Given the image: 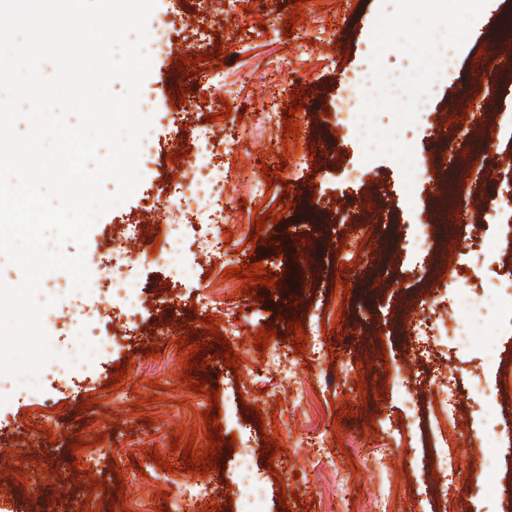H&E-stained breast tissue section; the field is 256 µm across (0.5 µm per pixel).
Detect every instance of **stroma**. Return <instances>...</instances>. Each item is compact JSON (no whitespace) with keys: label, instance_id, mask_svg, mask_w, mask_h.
Listing matches in <instances>:
<instances>
[{"label":"stroma","instance_id":"stroma-1","mask_svg":"<svg viewBox=\"0 0 512 512\" xmlns=\"http://www.w3.org/2000/svg\"><path fill=\"white\" fill-rule=\"evenodd\" d=\"M301 8L305 16L288 35L293 7L287 0L246 6L240 0H156L149 27L171 24L182 41L201 31L208 46L222 45L223 55L213 61L224 72L222 96L233 110L225 130L234 142L227 147L217 137L198 139L206 115L220 108L217 96L203 80L179 71L177 61L151 56L140 97L153 106L147 134L152 155L139 164L141 180L130 198L97 218L85 248L68 241L62 251L83 253L95 282L116 232H125L138 251L154 248L167 229L154 198L161 188L190 186V174L173 160L181 150H203L213 164L229 165L226 220L207 228L229 245L201 264L193 281L169 282L160 262L134 265L143 309L130 319L110 290H75L63 271L46 276L40 296L56 300L42 320L50 345L63 354L80 348L86 362L37 389L0 388V452L23 454L30 468L23 485L0 462V512H83L98 480L114 488L115 505L96 512L160 506L161 483L172 493L202 485L187 512H228L224 473L238 454L254 457L265 488L260 512H375L373 501L386 479L395 491L389 512H512L505 499L512 486V327L489 321L487 340L498 353L491 366L477 349L439 340L440 328L453 327V319L421 310L428 287L438 288L449 309L458 288L478 293L491 281L505 286L512 271L502 259L484 265L456 220L438 232L431 248H420L421 226L435 217V183L423 179L406 187L393 159L367 157L358 122L344 125L329 115L332 102L348 94L354 75L366 68L381 0H303ZM509 14L512 0H487L462 44L453 79L435 85L431 112L420 114L409 133L418 155H442L454 184H469L486 198L512 193L508 180L473 177L470 164L471 154L502 153L512 133V120L495 102L475 96L491 81L512 89V72L490 76L482 66L496 52L498 22ZM294 90L304 98L299 166L292 163L297 154L282 146L283 105ZM185 92L193 100L189 110L172 102ZM267 170L281 171L282 182L263 198H251L252 181ZM288 185L297 192L295 204L278 224L264 226L270 243L249 247L255 213L268 212ZM368 222L378 230L366 239L361 228ZM452 242L457 250L447 262L443 254ZM345 253L350 261H342ZM255 262L272 269L276 289L260 286L249 297L235 281L214 320L218 327L237 324L239 371L216 361L224 350L218 344L206 352L209 364L199 373L219 379V422L234 443L223 448L216 471L190 473L181 469L182 454L172 441L192 440L198 451L207 447L202 413L210 400L191 393L184 380L188 357L177 338L207 330L201 322L212 290L207 272ZM297 263L315 268V276L288 278L287 269ZM74 304L102 333L117 335L115 348L99 350L83 324H62L61 315ZM290 321L299 322L307 338L297 367L266 365L254 331L271 324L282 336ZM120 367L127 374L110 387ZM438 383L451 390L456 416L450 447L455 468L448 472L430 462L436 440L428 396ZM298 384L300 400L293 391ZM240 386L245 396H238ZM260 414L277 420L273 442L280 451L270 461L256 427ZM146 417L153 418L152 428H144ZM77 442L93 446L99 457L86 482L71 479L66 465ZM160 459L169 460L170 469L157 467ZM340 471L352 475L343 497L336 493ZM283 488L294 493L284 507L278 496Z\"/></svg>","mask_w":512,"mask_h":512}]
</instances>
